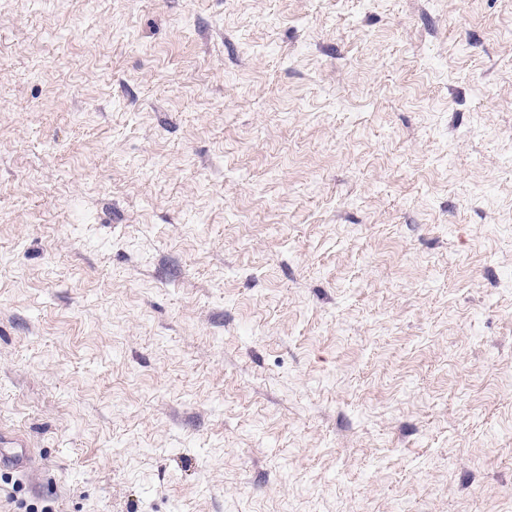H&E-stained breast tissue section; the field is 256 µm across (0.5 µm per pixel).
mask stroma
Masks as SVG:
<instances>
[{"label": "stroma", "instance_id": "35a3bbf8", "mask_svg": "<svg viewBox=\"0 0 512 512\" xmlns=\"http://www.w3.org/2000/svg\"><path fill=\"white\" fill-rule=\"evenodd\" d=\"M0 512H512V0H0ZM0 465L19 473L26 472L32 459L26 438L14 430L0 428Z\"/></svg>", "mask_w": 512, "mask_h": 512}]
</instances>
